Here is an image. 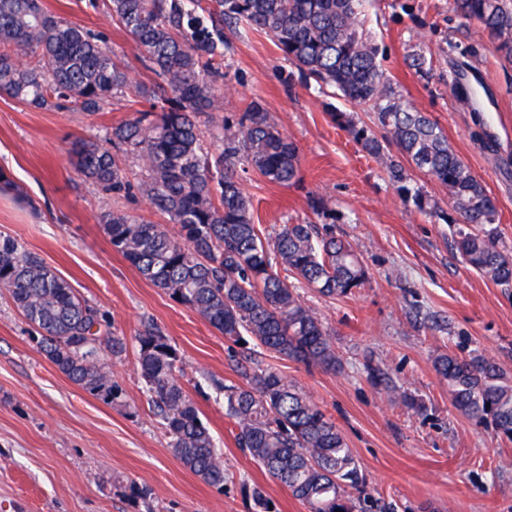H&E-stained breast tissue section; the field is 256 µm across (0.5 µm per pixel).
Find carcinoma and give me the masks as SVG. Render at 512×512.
Masks as SVG:
<instances>
[{
	"label": "carcinoma",
	"mask_w": 512,
	"mask_h": 512,
	"mask_svg": "<svg viewBox=\"0 0 512 512\" xmlns=\"http://www.w3.org/2000/svg\"><path fill=\"white\" fill-rule=\"evenodd\" d=\"M365 0H89L143 50L160 83L136 86L129 118L99 140L73 143L77 172L102 191L141 195L174 225L170 232L124 210L104 216L112 247L153 287L195 310L234 344L242 345L246 385L214 383L237 446L284 484L309 512H397L366 490L345 436L297 385L263 366L268 355L326 369L338 358L327 328L304 304L297 284L343 297L366 280L358 245L336 225L285 224L270 244L253 221L252 199L235 178L239 164L270 183L299 179L300 152L268 109L250 102L231 129L220 116L224 25L243 23L272 36L305 81L375 112L384 138L348 124L372 156L393 144L411 165L448 192L465 227L454 246L463 262L506 290L512 255L493 231L494 199L462 162L439 124L398 93L363 33ZM474 20L501 58L512 64V0H453ZM131 82L91 30L48 13L41 0H0V93L38 108L103 112ZM149 108L138 109L139 99ZM225 130L215 150L205 145L199 117ZM136 156L142 177L133 183L117 153ZM392 180L405 199L424 209L419 189L406 185L402 165ZM0 192L24 195L0 169ZM286 271L281 275L280 271ZM293 280H288V277ZM0 289L37 332V349L84 392L109 404L123 396L104 371L101 354L119 357L123 340L108 336V315L80 297L71 283L11 236L0 235ZM137 371L174 456L206 484L224 488V463L207 424L179 383L180 356L152 323L137 333ZM434 369L461 414L492 422L512 441V382L493 361L448 353Z\"/></svg>",
	"instance_id": "carcinoma-1"
}]
</instances>
